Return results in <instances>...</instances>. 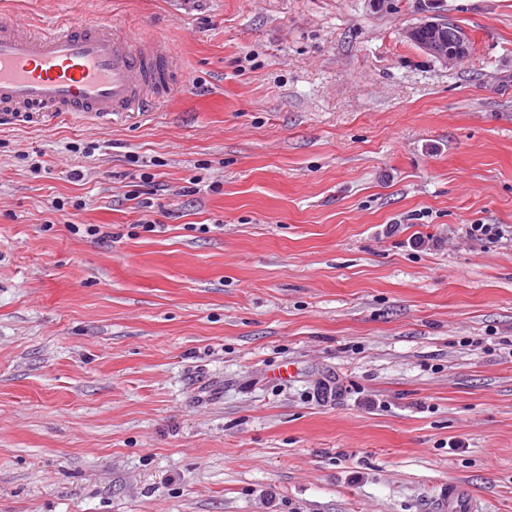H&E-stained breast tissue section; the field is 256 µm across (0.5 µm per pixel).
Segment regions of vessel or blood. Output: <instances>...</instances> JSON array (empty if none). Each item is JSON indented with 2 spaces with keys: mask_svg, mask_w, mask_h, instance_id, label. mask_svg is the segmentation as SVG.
Returning a JSON list of instances; mask_svg holds the SVG:
<instances>
[{
  "mask_svg": "<svg viewBox=\"0 0 512 512\" xmlns=\"http://www.w3.org/2000/svg\"><path fill=\"white\" fill-rule=\"evenodd\" d=\"M174 52L162 41L122 29L106 18L50 20L32 35L0 13V117L56 113L97 124L143 112L180 81ZM431 512H483L463 483L452 481Z\"/></svg>",
  "mask_w": 512,
  "mask_h": 512,
  "instance_id": "vessel-or-blood-1",
  "label": "vessel or blood"
}]
</instances>
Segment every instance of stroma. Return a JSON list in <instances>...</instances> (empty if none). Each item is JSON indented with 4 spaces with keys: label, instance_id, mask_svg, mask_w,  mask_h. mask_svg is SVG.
Returning a JSON list of instances; mask_svg holds the SVG:
<instances>
[{
    "label": "stroma",
    "instance_id": "stroma-1",
    "mask_svg": "<svg viewBox=\"0 0 512 512\" xmlns=\"http://www.w3.org/2000/svg\"><path fill=\"white\" fill-rule=\"evenodd\" d=\"M0 10L189 75L108 127L0 123V512H427L453 480L512 512V240L464 233L512 225V0ZM431 15L465 58L406 38Z\"/></svg>",
    "mask_w": 512,
    "mask_h": 512
}]
</instances>
